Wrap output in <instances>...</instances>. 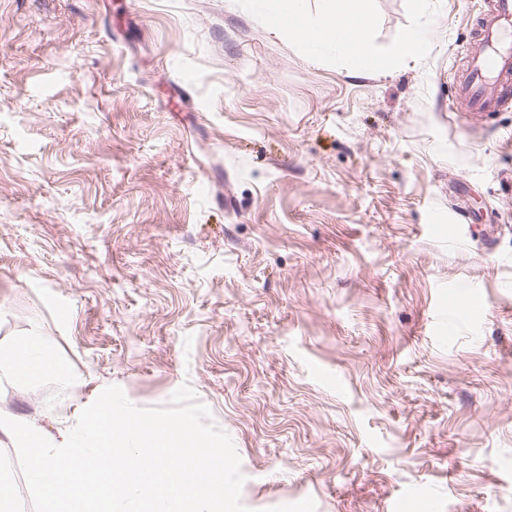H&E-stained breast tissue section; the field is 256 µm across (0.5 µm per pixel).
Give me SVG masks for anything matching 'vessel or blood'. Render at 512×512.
<instances>
[{"label":"vessel or blood","mask_w":512,"mask_h":512,"mask_svg":"<svg viewBox=\"0 0 512 512\" xmlns=\"http://www.w3.org/2000/svg\"><path fill=\"white\" fill-rule=\"evenodd\" d=\"M507 24L512 26V0H489L479 13L472 30L477 48L454 91L467 111L490 114L512 99V42L501 41Z\"/></svg>","instance_id":"obj_1"}]
</instances>
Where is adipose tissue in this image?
Here are the masks:
<instances>
[{
    "mask_svg": "<svg viewBox=\"0 0 512 512\" xmlns=\"http://www.w3.org/2000/svg\"><path fill=\"white\" fill-rule=\"evenodd\" d=\"M359 2L336 0L318 21L304 23L299 20L301 0H253V7L273 25L294 22L295 32L303 42L333 45L352 54L357 69L363 71L378 68L379 60L363 47L366 25ZM60 370L50 351L36 350L31 344L19 347L7 362L9 377L20 383Z\"/></svg>",
    "mask_w": 512,
    "mask_h": 512,
    "instance_id": "1",
    "label": "adipose tissue"
}]
</instances>
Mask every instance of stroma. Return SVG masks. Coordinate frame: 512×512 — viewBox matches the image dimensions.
<instances>
[{"label": "stroma", "instance_id": "obj_1", "mask_svg": "<svg viewBox=\"0 0 512 512\" xmlns=\"http://www.w3.org/2000/svg\"><path fill=\"white\" fill-rule=\"evenodd\" d=\"M363 6L358 73L250 0H0V358L65 370L0 415L186 383L252 512H512V106L449 104L483 0ZM0 476L33 512L1 434ZM7 373L14 381L24 383L47 373H62V368L46 349L38 352L25 344L7 361Z\"/></svg>", "mask_w": 512, "mask_h": 512}]
</instances>
